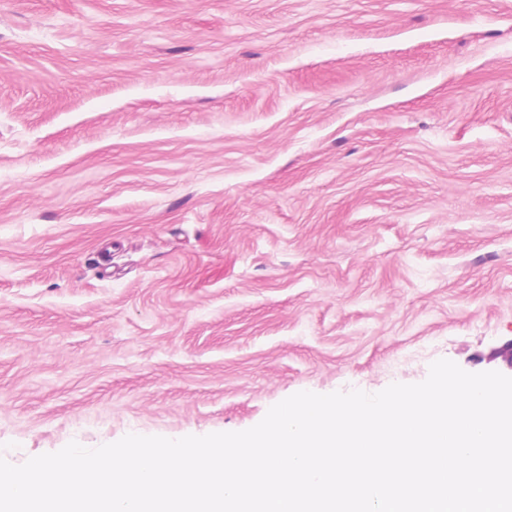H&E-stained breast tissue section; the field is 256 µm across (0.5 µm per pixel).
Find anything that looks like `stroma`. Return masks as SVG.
<instances>
[{"instance_id":"35a3bbf8","label":"stroma","mask_w":512,"mask_h":512,"mask_svg":"<svg viewBox=\"0 0 512 512\" xmlns=\"http://www.w3.org/2000/svg\"><path fill=\"white\" fill-rule=\"evenodd\" d=\"M511 343L512 0H0V457Z\"/></svg>"}]
</instances>
